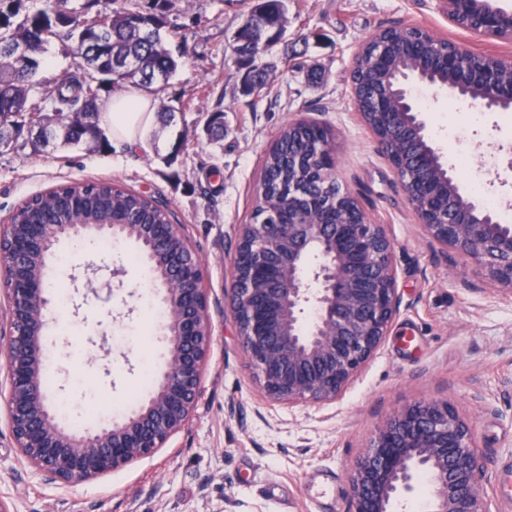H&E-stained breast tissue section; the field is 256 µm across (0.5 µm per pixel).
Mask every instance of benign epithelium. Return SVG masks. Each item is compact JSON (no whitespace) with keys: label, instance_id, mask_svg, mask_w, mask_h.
I'll return each mask as SVG.
<instances>
[{"label":"benign epithelium","instance_id":"obj_1","mask_svg":"<svg viewBox=\"0 0 512 512\" xmlns=\"http://www.w3.org/2000/svg\"><path fill=\"white\" fill-rule=\"evenodd\" d=\"M448 20L479 9L481 0H444ZM475 32L512 38V12L479 15ZM448 91L487 112L512 110V81L461 63L447 53ZM482 86L479 96L471 88ZM433 86L430 71L403 68L394 99L373 105L399 139L374 135L378 151L402 183L427 239L474 263L485 282L512 292V225L464 197L452 170L426 132L415 88ZM398 111H389L391 101ZM304 177L288 183L283 224H241L232 258V313L263 396L272 401L331 402L387 335L398 308L394 244L347 190L329 201L319 179L337 175L335 142L319 141L295 157ZM133 240L159 269L154 282L167 312L166 362L153 390L132 411L95 430L76 432L57 418L45 389L43 336L51 298L43 267L62 238ZM9 241L19 275L8 294L7 414L21 458L64 483L91 482L152 457L189 421L212 343L203 271L178 224L104 222L82 213L65 224H27ZM317 259L313 279L306 260ZM90 292L108 302L122 290L119 271L88 266ZM317 288H311L310 282ZM472 424L446 401L422 399L390 414L377 428L352 476V512H395L399 499L429 479L428 512H485L482 465Z\"/></svg>","mask_w":512,"mask_h":512}]
</instances>
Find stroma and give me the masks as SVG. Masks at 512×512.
I'll list each match as a JSON object with an SVG mask.
<instances>
[{
  "instance_id": "1",
  "label": "stroma",
  "mask_w": 512,
  "mask_h": 512,
  "mask_svg": "<svg viewBox=\"0 0 512 512\" xmlns=\"http://www.w3.org/2000/svg\"><path fill=\"white\" fill-rule=\"evenodd\" d=\"M159 8L176 27L180 66L152 111L146 149H27L0 152V226L32 196L64 182L110 181L152 195L183 225L199 258L213 344L201 393L183 429L153 457L93 482L65 485L21 458L6 410L4 351L10 333L0 293V503L9 512H350L351 477L371 436L416 399L452 404L475 430L485 512H507L500 475L512 466V293L474 291V265L429 244L406 192L355 105L350 73L363 45L390 27H413L477 55L512 59V39L476 34L449 21L441 0H284L279 41L261 58L264 88L241 91L231 58L235 32L258 0H128ZM420 108L448 166L459 155L485 156V183L466 197L512 204V127L504 114L472 116L468 101L432 87ZM224 113V136L209 141V113ZM328 127L336 138L339 181L383 225L395 247L399 305L389 333L336 401L288 405L265 400L237 335L230 303L238 225L251 221L266 153L291 121ZM136 243L53 262L59 291L46 333L58 364L49 395L84 408L150 392L141 383L160 337L145 317L147 290ZM95 260L122 268L127 293L76 306L72 274Z\"/></svg>"
}]
</instances>
